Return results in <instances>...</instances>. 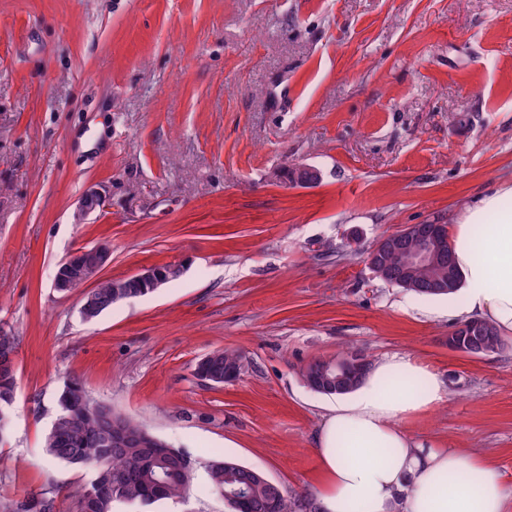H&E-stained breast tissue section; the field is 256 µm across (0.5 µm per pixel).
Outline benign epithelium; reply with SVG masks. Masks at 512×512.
Here are the masks:
<instances>
[{
  "label": "benign epithelium",
  "instance_id": "obj_1",
  "mask_svg": "<svg viewBox=\"0 0 512 512\" xmlns=\"http://www.w3.org/2000/svg\"><path fill=\"white\" fill-rule=\"evenodd\" d=\"M106 208V196L96 189L86 190L74 212V221L82 224L93 214H100ZM448 231L446 224H410L396 233L380 238L368 255V265L375 276L387 280L383 266L382 255L387 251H395L404 256L406 265L402 275H407L410 269L428 266L437 260V253L432 242L442 238ZM110 253H105L101 247L83 248L71 253L61 260L55 279L57 289L95 287L101 279V272L108 264ZM448 347L466 355L475 356L483 349L470 340L468 326H458L448 336Z\"/></svg>",
  "mask_w": 512,
  "mask_h": 512
}]
</instances>
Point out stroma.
I'll return each mask as SVG.
<instances>
[{
    "mask_svg": "<svg viewBox=\"0 0 512 512\" xmlns=\"http://www.w3.org/2000/svg\"><path fill=\"white\" fill-rule=\"evenodd\" d=\"M315 168L311 185L278 177ZM512 180V0H0V329L18 342L0 503L76 512L94 471L44 437L75 376L183 450L189 494L153 512H227L215 451L315 512L313 434L332 404L313 359L407 355L446 399L402 423L485 457L512 487V347L468 356L444 296L376 278L408 224H452ZM89 188L102 215L76 224ZM108 245L102 275L175 280L97 318L58 293L60 261ZM246 368L221 385L198 361ZM205 358L203 364L200 361ZM197 364V372L204 370L208 381L215 384H224V378L240 376L245 369V357L235 351L220 348L203 357Z\"/></svg>",
    "mask_w": 512,
    "mask_h": 512,
    "instance_id": "35a3bbf8",
    "label": "stroma"
}]
</instances>
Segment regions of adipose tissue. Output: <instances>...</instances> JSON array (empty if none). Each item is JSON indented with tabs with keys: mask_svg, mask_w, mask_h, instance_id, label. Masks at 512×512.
<instances>
[{
	"mask_svg": "<svg viewBox=\"0 0 512 512\" xmlns=\"http://www.w3.org/2000/svg\"><path fill=\"white\" fill-rule=\"evenodd\" d=\"M512 181L466 206L450 243L464 311L512 335ZM440 377L411 357L374 364L335 396L312 448L320 468L317 512H512V490L484 457L411 439L402 419L443 402Z\"/></svg>",
	"mask_w": 512,
	"mask_h": 512,
	"instance_id": "obj_1",
	"label": "adipose tissue"
}]
</instances>
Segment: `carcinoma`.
Wrapping results in <instances>:
<instances>
[{
	"instance_id": "obj_1",
	"label": "carcinoma",
	"mask_w": 512,
	"mask_h": 512,
	"mask_svg": "<svg viewBox=\"0 0 512 512\" xmlns=\"http://www.w3.org/2000/svg\"><path fill=\"white\" fill-rule=\"evenodd\" d=\"M155 277L132 275L121 279L105 278L96 287L83 294V304L89 310L102 314L119 301L133 296L147 295L155 290V279L169 282L179 276L173 265L159 266L153 270ZM436 275L452 278L446 295L455 294L460 288L457 267L439 265ZM476 327L475 337L486 342L490 352L506 348L497 328L484 320H471ZM17 353L14 336L0 344V421L11 419L10 408L15 401L17 388L16 363L10 355ZM363 368H353L340 384H320L333 367L332 360L315 359L303 370L306 385L323 395H336L354 390L364 379L370 362L365 356ZM197 369L205 371L208 381L224 383V378L237 377L245 369V357L235 351L220 348L205 356ZM86 391L79 378L67 382L58 397V413L45 437V450L51 458L73 467L94 465L100 458L106 467L96 471L89 487L108 485L113 493L81 494L76 512H114L118 504L133 506L138 512H148L156 503L180 498L192 485L197 467L188 466L189 456L178 448L163 452L158 448L157 437L135 419L118 413L112 406L99 402L95 413L81 407ZM119 424L129 435L121 444L112 443V424ZM211 490L224 500L228 512H295L296 503L277 484H270L260 471L245 466L227 455H217L206 465ZM0 512H51L50 503L43 500L22 501L9 504Z\"/></svg>"
}]
</instances>
